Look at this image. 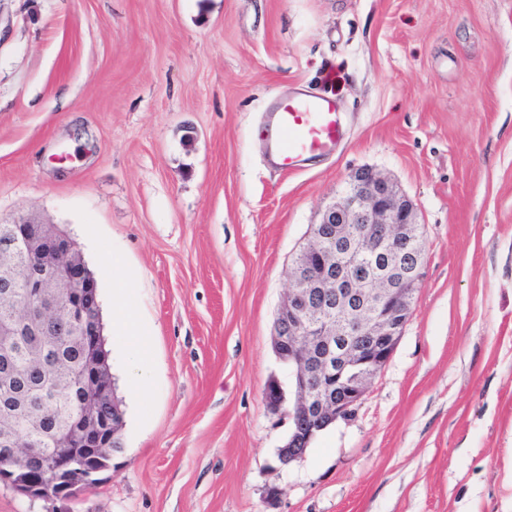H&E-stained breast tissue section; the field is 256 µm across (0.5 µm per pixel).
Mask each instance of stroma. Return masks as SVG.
Returning <instances> with one entry per match:
<instances>
[{
  "instance_id": "1",
  "label": "stroma",
  "mask_w": 512,
  "mask_h": 512,
  "mask_svg": "<svg viewBox=\"0 0 512 512\" xmlns=\"http://www.w3.org/2000/svg\"><path fill=\"white\" fill-rule=\"evenodd\" d=\"M326 78L344 148L271 166L270 101ZM363 166L423 227L416 303L353 413L284 465L274 320ZM28 215L98 280L124 449L65 502L0 484V512H512V0H0V222ZM112 305L119 310L112 318V328L117 336H128L131 345V357L138 368V373L130 379V386L136 391L145 389V372L149 367V354L139 336H144L133 312L126 308L131 287L128 278H112Z\"/></svg>"
}]
</instances>
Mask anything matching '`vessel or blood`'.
I'll return each mask as SVG.
<instances>
[{
    "label": "vessel or blood",
    "instance_id": "vessel-or-blood-1",
    "mask_svg": "<svg viewBox=\"0 0 512 512\" xmlns=\"http://www.w3.org/2000/svg\"><path fill=\"white\" fill-rule=\"evenodd\" d=\"M348 137L335 97L325 92L275 99L265 124L264 147L270 161L284 171L336 154Z\"/></svg>",
    "mask_w": 512,
    "mask_h": 512
}]
</instances>
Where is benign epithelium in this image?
<instances>
[{
  "label": "benign epithelium",
  "mask_w": 512,
  "mask_h": 512,
  "mask_svg": "<svg viewBox=\"0 0 512 512\" xmlns=\"http://www.w3.org/2000/svg\"><path fill=\"white\" fill-rule=\"evenodd\" d=\"M17 245L29 259L23 268L15 260ZM424 257L412 203L370 168L355 172L343 195L312 225L275 319L273 346L293 369L291 427L280 463L302 456L317 432L345 416L389 361L412 314ZM20 279L26 304L0 322L3 357L9 358L12 337L40 331L60 307L87 351L81 368L67 375L74 410L54 450L0 439L16 471L25 474L16 484L19 492L59 500L71 488H93L104 471L73 449L92 443L109 448L116 436L107 413L108 354L92 313L98 284L71 237L35 218L0 227V286L11 288ZM264 400L273 411L283 407L285 393L277 381L268 382Z\"/></svg>",
  "instance_id": "obj_1"
}]
</instances>
